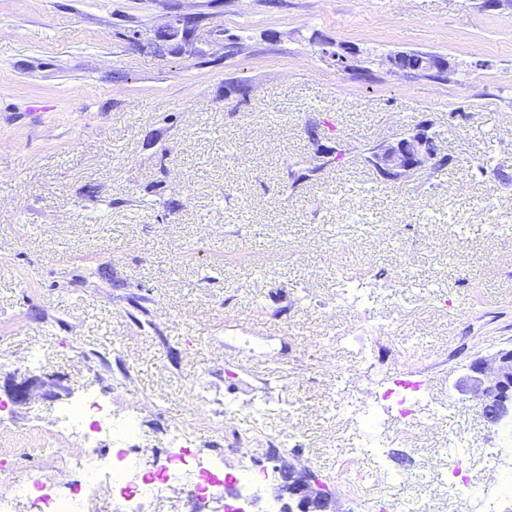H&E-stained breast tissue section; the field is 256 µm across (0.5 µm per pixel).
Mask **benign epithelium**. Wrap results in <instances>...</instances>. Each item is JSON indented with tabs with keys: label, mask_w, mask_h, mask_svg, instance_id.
<instances>
[{
	"label": "benign epithelium",
	"mask_w": 512,
	"mask_h": 512,
	"mask_svg": "<svg viewBox=\"0 0 512 512\" xmlns=\"http://www.w3.org/2000/svg\"><path fill=\"white\" fill-rule=\"evenodd\" d=\"M430 71L453 73L447 58L429 53ZM364 162L388 181H404L418 171H433L442 155L433 123L422 121L394 141L383 140L361 151ZM466 392L480 398L481 412L491 428L512 423V349L480 356L468 367ZM279 482L274 499L281 512H338L336 495L312 470L297 468L283 455L273 457Z\"/></svg>",
	"instance_id": "1"
}]
</instances>
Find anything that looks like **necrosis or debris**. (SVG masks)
<instances>
[{
    "label": "necrosis or debris",
    "mask_w": 512,
    "mask_h": 512,
    "mask_svg": "<svg viewBox=\"0 0 512 512\" xmlns=\"http://www.w3.org/2000/svg\"><path fill=\"white\" fill-rule=\"evenodd\" d=\"M388 326L372 329L374 345L361 359L367 380L382 375H393L399 366L415 363L412 348L383 345L382 337L390 335ZM403 396L393 397L391 391L373 394L364 406L350 411L349 422L359 429L370 445L382 444L385 437L386 418L396 413L400 420L396 438H403L413 425L422 398L421 386L413 381L403 382ZM62 425L70 435L84 444L83 451L75 456H65L64 461L72 473L68 492H59L52 475L39 472L16 480V496L31 499L36 512H80L84 495L101 481H109L121 503H128L153 494L159 488L178 484L188 497L193 512H200L202 503L225 483H237L250 491H258L263 479L248 464H240L235 472L224 470L220 460H210L193 454L185 429L177 424L168 429L171 453L165 461L144 466L131 443L141 429L137 410H128L114 416L110 404L90 395L77 400L66 410ZM98 437L109 438L113 453L102 454L93 449L92 441ZM450 495L466 494L474 504V512H494L502 496L512 495V473L498 470L491 474L486 484L473 486L462 477L461 466H454L448 481Z\"/></svg>",
    "instance_id": "4bbe7bcc"
}]
</instances>
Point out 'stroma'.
I'll return each instance as SVG.
<instances>
[{
  "mask_svg": "<svg viewBox=\"0 0 512 512\" xmlns=\"http://www.w3.org/2000/svg\"><path fill=\"white\" fill-rule=\"evenodd\" d=\"M188 18L186 35L168 24ZM350 46L354 69L324 45ZM435 52L448 79L376 59ZM423 120L449 161L403 182L359 146ZM352 150L310 179L317 145ZM350 251L337 253L339 243ZM365 267L375 317L419 349L423 385L447 405L390 448L401 482L368 484L374 512L415 497L470 512L441 484L512 464L453 385L477 356L512 349V11L483 0H0V495L62 471L60 411L88 394L137 407L146 461L166 428L234 471L229 440L266 472L248 512H267V439L359 512L341 459L372 455L343 422L362 403L369 336L343 304ZM35 377L16 402L15 383ZM205 390L207 404L195 393ZM263 417H255V406ZM504 443L493 461L482 450Z\"/></svg>",
  "mask_w": 512,
  "mask_h": 512,
  "instance_id": "35a3bbf8",
  "label": "stroma"
}]
</instances>
